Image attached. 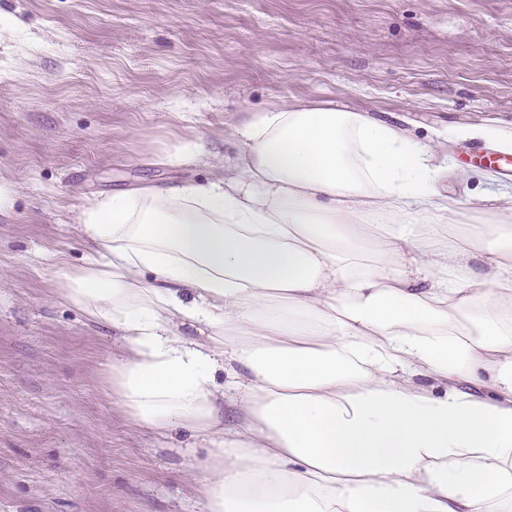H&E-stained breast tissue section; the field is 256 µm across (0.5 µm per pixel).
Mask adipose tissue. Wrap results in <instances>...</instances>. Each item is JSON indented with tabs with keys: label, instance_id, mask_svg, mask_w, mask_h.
<instances>
[{
	"label": "adipose tissue",
	"instance_id": "1",
	"mask_svg": "<svg viewBox=\"0 0 512 512\" xmlns=\"http://www.w3.org/2000/svg\"><path fill=\"white\" fill-rule=\"evenodd\" d=\"M231 136L222 179L86 208L59 273L121 337L132 425L209 437L203 512H512V194L452 234L398 124L305 106Z\"/></svg>",
	"mask_w": 512,
	"mask_h": 512
}]
</instances>
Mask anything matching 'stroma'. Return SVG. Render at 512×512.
<instances>
[{
  "instance_id": "35a3bbf8",
  "label": "stroma",
  "mask_w": 512,
  "mask_h": 512,
  "mask_svg": "<svg viewBox=\"0 0 512 512\" xmlns=\"http://www.w3.org/2000/svg\"><path fill=\"white\" fill-rule=\"evenodd\" d=\"M1 23L0 512H202L208 438L134 428L118 334L60 295L90 202L212 180L249 113L329 104L436 142L461 227L512 193L447 136L512 127V0H0Z\"/></svg>"
}]
</instances>
